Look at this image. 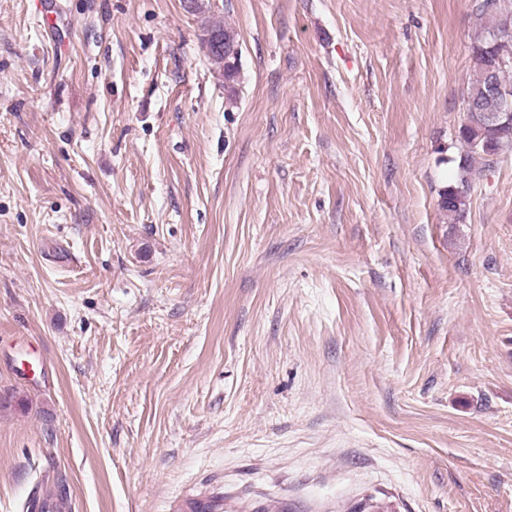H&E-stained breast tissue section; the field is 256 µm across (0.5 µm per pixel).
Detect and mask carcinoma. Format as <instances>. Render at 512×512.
<instances>
[{
  "mask_svg": "<svg viewBox=\"0 0 512 512\" xmlns=\"http://www.w3.org/2000/svg\"><path fill=\"white\" fill-rule=\"evenodd\" d=\"M476 16L483 23V31L471 45L472 78L468 84L466 100L469 101L466 119L459 126L457 139L466 146V153L457 163L456 179L439 193L441 208L453 223L460 222L467 211L473 177L474 162L482 158L488 162L502 151L512 148V127H498L483 121L482 113L500 110V100L491 87L502 84L512 88V35L492 39L493 33L502 31L508 13L500 6V0H480ZM220 34L228 41L225 49L213 50L206 46V56L212 64L224 71V80L230 82L238 73L240 50L234 34L227 26L213 24L205 35Z\"/></svg>",
  "mask_w": 512,
  "mask_h": 512,
  "instance_id": "1",
  "label": "carcinoma"
}]
</instances>
